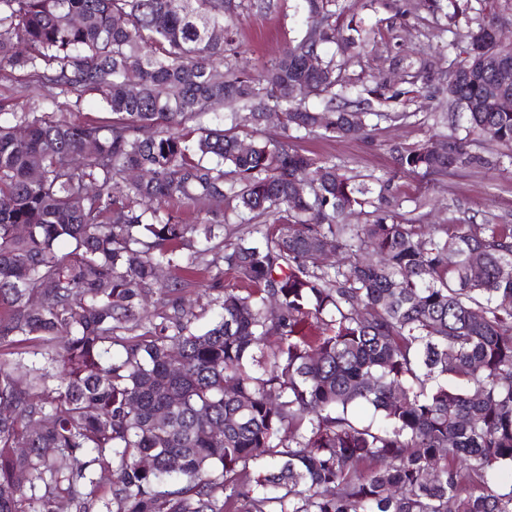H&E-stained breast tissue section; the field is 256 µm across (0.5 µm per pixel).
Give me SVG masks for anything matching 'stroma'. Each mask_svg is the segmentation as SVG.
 Here are the masks:
<instances>
[{
    "mask_svg": "<svg viewBox=\"0 0 512 512\" xmlns=\"http://www.w3.org/2000/svg\"><path fill=\"white\" fill-rule=\"evenodd\" d=\"M460 15L451 8H428L425 0H339L341 24L363 30L365 49L347 48L342 78L350 94L383 85L386 101L378 104L383 119L369 126L366 135L328 138L318 134L294 139L292 146L340 165L355 182L369 183L371 176L387 172L391 183L387 209L419 224H512V163L500 144L478 139L470 150L478 164L426 178L396 170L391 151L403 147L430 146L448 133L466 135L462 122H449L446 74L456 57L451 42L462 41L466 18L481 16L482 0H458ZM304 0H280L277 12L254 13L236 30V41L253 64L278 59L291 37L306 25ZM22 69L0 74V105L6 111L26 108L48 112L55 89L44 86L33 96L15 100L16 86L29 82Z\"/></svg>",
    "mask_w": 512,
    "mask_h": 512,
    "instance_id": "35a3bbf8",
    "label": "stroma"
}]
</instances>
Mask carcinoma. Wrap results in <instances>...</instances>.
I'll use <instances>...</instances> for the list:
<instances>
[{"label":"carcinoma","instance_id":"1","mask_svg":"<svg viewBox=\"0 0 512 512\" xmlns=\"http://www.w3.org/2000/svg\"><path fill=\"white\" fill-rule=\"evenodd\" d=\"M305 2L306 29L251 67L234 20L278 0H0V72L112 114L0 120V348L18 355L0 360V512H512L494 482L512 467V225L411 224L382 207L386 176L375 192L289 146L360 135L371 105L288 98L330 93L334 60L305 56L354 42L336 0ZM497 21L450 44L446 92L469 134L512 150V87L478 107ZM226 102L230 126L206 124ZM445 141L396 149L397 168L481 162ZM226 200L249 236L226 234ZM327 245L348 258L324 263ZM200 275L217 307L204 330L183 303ZM31 339L58 384L26 367Z\"/></svg>","mask_w":512,"mask_h":512}]
</instances>
